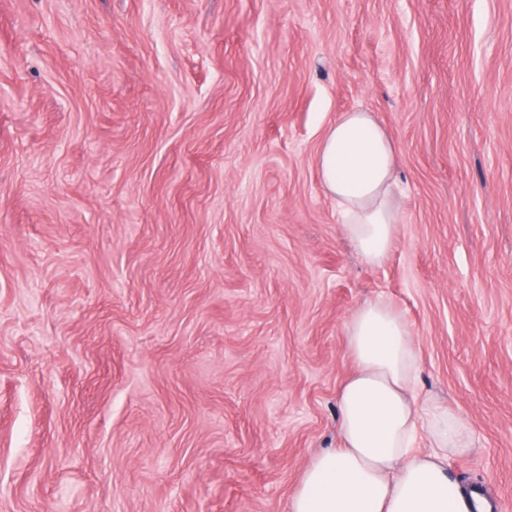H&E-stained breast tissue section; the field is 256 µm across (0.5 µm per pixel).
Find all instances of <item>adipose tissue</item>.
Here are the masks:
<instances>
[{
  "mask_svg": "<svg viewBox=\"0 0 512 512\" xmlns=\"http://www.w3.org/2000/svg\"><path fill=\"white\" fill-rule=\"evenodd\" d=\"M314 164L345 235L364 261L381 264L399 222L391 138L373 113H340ZM345 334L353 369L337 402L341 445L311 458L289 512H487L448 471L449 456L469 449L468 423L414 392L420 360L405 319L379 297L351 315Z\"/></svg>",
  "mask_w": 512,
  "mask_h": 512,
  "instance_id": "adipose-tissue-1",
  "label": "adipose tissue"
}]
</instances>
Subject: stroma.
I'll return each mask as SVG.
<instances>
[{"label": "stroma", "mask_w": 512, "mask_h": 512, "mask_svg": "<svg viewBox=\"0 0 512 512\" xmlns=\"http://www.w3.org/2000/svg\"><path fill=\"white\" fill-rule=\"evenodd\" d=\"M354 111L379 266L313 164ZM379 295L512 512V0H0V512H287ZM314 164L342 229L369 264L379 265L394 241L396 148L371 112H342L325 130Z\"/></svg>", "instance_id": "35a3bbf8"}]
</instances>
